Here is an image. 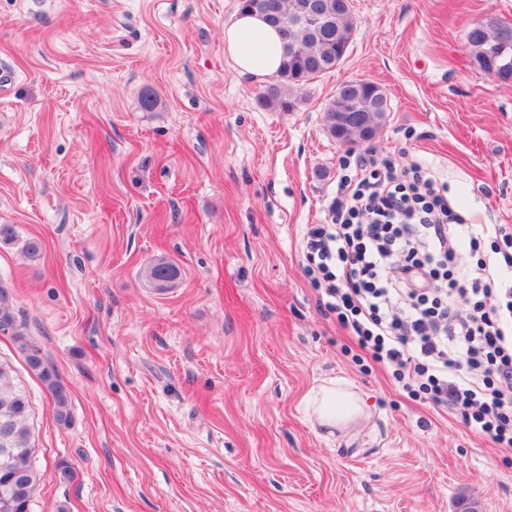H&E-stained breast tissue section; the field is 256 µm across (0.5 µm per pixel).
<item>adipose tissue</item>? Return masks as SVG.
<instances>
[{
  "instance_id": "1",
  "label": "adipose tissue",
  "mask_w": 512,
  "mask_h": 512,
  "mask_svg": "<svg viewBox=\"0 0 512 512\" xmlns=\"http://www.w3.org/2000/svg\"><path fill=\"white\" fill-rule=\"evenodd\" d=\"M224 51L237 71L262 79L279 68L281 41L277 31L260 17L240 14L224 27ZM305 402L319 425L341 429L362 418L367 407L349 382L336 378L313 387Z\"/></svg>"
}]
</instances>
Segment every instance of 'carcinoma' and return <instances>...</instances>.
<instances>
[{"label": "carcinoma", "instance_id": "cac0c4a2", "mask_svg": "<svg viewBox=\"0 0 512 512\" xmlns=\"http://www.w3.org/2000/svg\"><path fill=\"white\" fill-rule=\"evenodd\" d=\"M240 10L268 18L282 35L278 81L258 97L265 108L290 111V94L335 69L356 31L351 0H240ZM478 66L492 74L512 75V25L489 19L468 32ZM389 106L384 91L370 81L341 84L327 103V132L355 146L372 140L386 124ZM147 282L164 292L182 279V269L161 257L145 268ZM14 293L0 282V331L15 328ZM25 361L45 387L53 417L69 424L71 395L56 369L36 345L26 346ZM30 400L13 380L12 366L0 359V512H29L41 476L33 466L35 447L28 426Z\"/></svg>", "mask_w": 512, "mask_h": 512}]
</instances>
